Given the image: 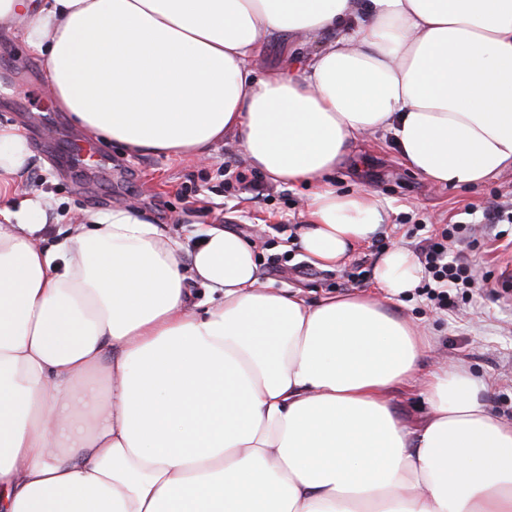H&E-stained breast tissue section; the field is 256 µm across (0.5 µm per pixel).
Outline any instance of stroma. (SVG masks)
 <instances>
[{
    "mask_svg": "<svg viewBox=\"0 0 512 512\" xmlns=\"http://www.w3.org/2000/svg\"><path fill=\"white\" fill-rule=\"evenodd\" d=\"M17 126L30 143L45 142L47 153L33 152L20 187L21 198L49 204L43 236L58 237L62 215L91 214L134 206L173 236L184 237L196 224H222L256 243L268 282L297 288L311 300L324 294L371 291V271L384 247L414 248L451 224L474 223L472 243L455 244L493 290L474 289L455 299L454 308L434 309L422 293L407 297L402 313L419 320L433 338L424 367L440 359L463 363L486 387L489 408L512 421V287L499 283V261L512 252V223L495 239L478 223L499 196L512 194V171L486 184L448 189L413 174L399 159L389 133L358 143L337 166L332 179L343 191L366 188L387 200L391 222L378 240L359 247L341 269H319L300 257L292 236L302 223L304 186L275 185L252 170L233 142L217 146L208 164L167 156H130L108 145L111 163H85L72 153L88 134L55 105L41 58L23 42L18 24L0 26V126ZM230 164L244 171L249 186L227 193L217 169ZM362 269L360 282L351 273Z\"/></svg>",
    "mask_w": 512,
    "mask_h": 512,
    "instance_id": "35a3bbf8",
    "label": "stroma"
}]
</instances>
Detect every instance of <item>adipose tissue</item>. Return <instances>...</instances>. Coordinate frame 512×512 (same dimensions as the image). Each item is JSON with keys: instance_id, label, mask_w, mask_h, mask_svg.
Here are the masks:
<instances>
[{"instance_id": "obj_1", "label": "adipose tissue", "mask_w": 512, "mask_h": 512, "mask_svg": "<svg viewBox=\"0 0 512 512\" xmlns=\"http://www.w3.org/2000/svg\"><path fill=\"white\" fill-rule=\"evenodd\" d=\"M0 21L86 133L200 162L230 137L305 186L297 244L325 270L390 220L329 181L365 137L434 186L512 169V0H0ZM274 35L307 55L262 67ZM30 157L0 126V203ZM10 217L0 512H512V421L465 365L423 370L432 338L394 306L424 276L411 250L381 253L377 293L310 302L215 224L182 240L116 207L50 244L41 201ZM417 380L411 427L392 393Z\"/></svg>"}]
</instances>
